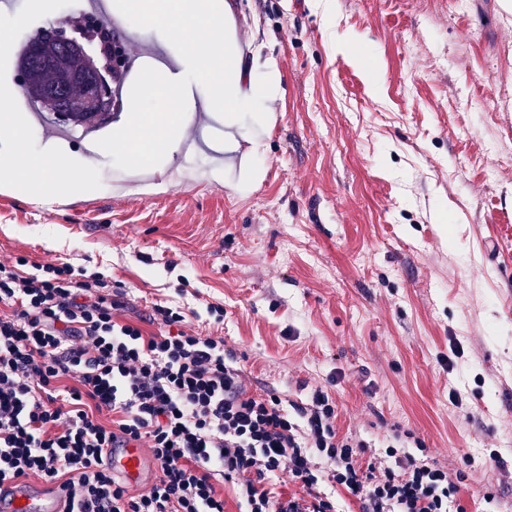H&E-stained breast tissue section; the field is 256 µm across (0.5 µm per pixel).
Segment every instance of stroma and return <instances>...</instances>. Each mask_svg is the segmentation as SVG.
Returning <instances> with one entry per match:
<instances>
[{"mask_svg": "<svg viewBox=\"0 0 512 512\" xmlns=\"http://www.w3.org/2000/svg\"><path fill=\"white\" fill-rule=\"evenodd\" d=\"M504 0H203L231 5L245 58L274 59L280 95L237 115L238 161L189 174L193 154L146 161L159 185L115 193L129 164L110 126L54 136L31 155L83 168L87 193L42 197L0 182V258L68 262L123 293L119 320L154 304L220 336L251 392L323 388L341 431L376 449L402 436L467 473L458 499L512 503V10ZM70 0L0 11V85L20 86V43L61 25ZM182 54L145 23L132 41ZM224 307L223 322L207 308ZM458 391L451 401L450 391Z\"/></svg>", "mask_w": 512, "mask_h": 512, "instance_id": "stroma-1", "label": "stroma"}]
</instances>
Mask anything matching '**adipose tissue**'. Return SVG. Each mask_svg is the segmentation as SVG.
Segmentation results:
<instances>
[{"label": "adipose tissue", "instance_id": "ef3b65f1", "mask_svg": "<svg viewBox=\"0 0 512 512\" xmlns=\"http://www.w3.org/2000/svg\"><path fill=\"white\" fill-rule=\"evenodd\" d=\"M128 5L185 44V66L208 82L210 96L223 108L228 122H235L237 112L244 107L252 106L262 112L276 99L280 75L275 64L266 63L258 75L244 72L240 58L222 45L221 15L203 10L200 0H128ZM201 40L207 42L208 51L197 49ZM183 90V85L174 79L155 84L153 91L164 98L165 110L149 112L140 103H133L128 127L116 137V147L136 158L148 157L161 146L172 152L178 150L180 129L185 123L184 108L179 104ZM62 165L60 155L45 153L27 157L23 164L0 168V175L17 184L38 175L43 191L50 197L89 189L88 177L79 171L67 180H59Z\"/></svg>", "mask_w": 512, "mask_h": 512}]
</instances>
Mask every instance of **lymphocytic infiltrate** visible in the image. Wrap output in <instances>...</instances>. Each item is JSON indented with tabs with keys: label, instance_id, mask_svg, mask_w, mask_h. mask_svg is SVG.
<instances>
[{
	"label": "lymphocytic infiltrate",
	"instance_id": "obj_1",
	"mask_svg": "<svg viewBox=\"0 0 512 512\" xmlns=\"http://www.w3.org/2000/svg\"><path fill=\"white\" fill-rule=\"evenodd\" d=\"M121 298L98 272L0 261V482L61 484L76 512H224V482L244 512H339L325 482L358 512H451L463 471L340 434L322 389L289 409L250 392L223 337L161 304L152 317L164 332L145 334L119 321ZM130 442L158 467L134 493L102 459ZM280 471L291 490L275 483Z\"/></svg>",
	"mask_w": 512,
	"mask_h": 512
}]
</instances>
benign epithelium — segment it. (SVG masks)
<instances>
[{
	"label": "benign epithelium",
	"instance_id": "1",
	"mask_svg": "<svg viewBox=\"0 0 512 512\" xmlns=\"http://www.w3.org/2000/svg\"><path fill=\"white\" fill-rule=\"evenodd\" d=\"M33 54L38 64L24 72L22 89L40 94L59 118L69 120L71 115L58 106L57 90L76 83L85 91V111L110 108L112 87L104 75L108 62L104 46L94 49L89 39L69 35L60 27L53 29L51 39L35 41Z\"/></svg>",
	"mask_w": 512,
	"mask_h": 512
}]
</instances>
